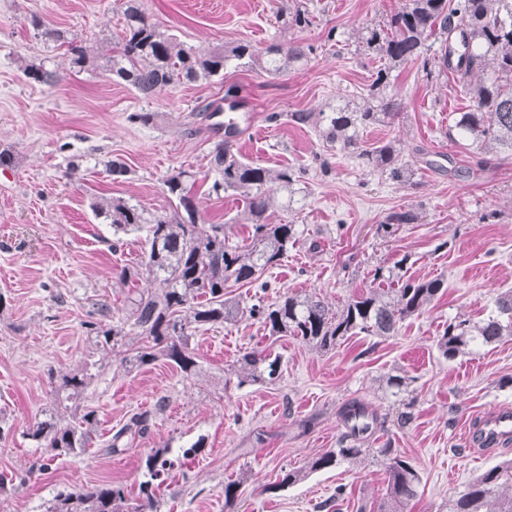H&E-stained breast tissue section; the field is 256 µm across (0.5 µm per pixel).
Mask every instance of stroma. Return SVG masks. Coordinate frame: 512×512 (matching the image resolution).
<instances>
[{
    "label": "stroma",
    "mask_w": 512,
    "mask_h": 512,
    "mask_svg": "<svg viewBox=\"0 0 512 512\" xmlns=\"http://www.w3.org/2000/svg\"><path fill=\"white\" fill-rule=\"evenodd\" d=\"M277 2L142 0L161 31L195 49L292 41L311 48L306 59L275 73L231 66L223 76L145 99L112 77L104 58L82 69L70 63L69 43L105 45L120 34L118 0H0V152L12 157L0 166V474L13 477L0 490V512H45L60 490L107 482L137 491L155 450L174 464L153 512H225L230 481L242 484L234 512H376L388 475L371 461L309 472L280 491L275 485L283 471L306 468L336 447L345 404L358 400L385 416L391 403L379 379L394 370L414 380L415 419L405 430L388 426L373 437L392 440L422 475L410 512H447L470 480L512 459V441L478 450L481 420L512 410V337L452 361L435 348L448 321H483L494 314L496 297L512 289V153L478 154L468 140L450 138L467 98L416 63L391 70L388 90L403 103L398 118L358 136L366 146L399 141L410 180L386 179L343 145H327L291 113L361 104L380 63L357 39L404 0H305L313 22L303 29L281 25ZM35 15L63 40L42 37L30 23ZM29 64L60 78L34 82L23 74ZM142 110L156 113L155 124L130 121ZM224 140L245 160L304 173L289 207L269 212V223L297 225L300 238L264 273L267 300L286 291L315 293L336 308L367 289L371 269L398 261L403 277L444 278V294L397 335L360 333L326 353L290 336L269 338L252 320L197 331L191 346L199 373L190 379L163 360L123 371L122 357L139 345L131 337L91 385L87 407L97 427L86 453L45 461L26 433L50 406L49 373L87 361V326L98 321L99 305L121 318L140 288L119 272L140 258L142 234L113 246L110 221L93 203L120 198L169 212L163 181L185 169L198 178L201 221L224 223L242 207L237 194L211 189L208 161ZM111 160L126 165L125 176L107 171ZM398 210L417 212L418 223L384 236L380 224ZM248 350L279 355V379L239 385L234 364ZM151 408L157 414L145 438L120 454L103 452L114 430ZM193 443L195 456L182 459V448Z\"/></svg>",
    "instance_id": "1"
}]
</instances>
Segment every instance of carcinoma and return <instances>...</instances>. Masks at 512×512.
<instances>
[{
  "mask_svg": "<svg viewBox=\"0 0 512 512\" xmlns=\"http://www.w3.org/2000/svg\"><path fill=\"white\" fill-rule=\"evenodd\" d=\"M124 25L112 40V56L107 61L112 75L131 85L145 98L178 84L196 83L224 73L232 61L251 68L278 71L282 64L306 58V49L296 43L288 46L271 44L258 48L248 43L216 46L207 50L185 47L175 35L158 29L145 14L141 0H121ZM286 28L303 29L312 24L302 4L277 10ZM440 38V54L433 62L427 57L428 41ZM365 54L384 61L371 84L376 94L389 84L391 68L422 61L450 74L468 95L469 110L454 118V130L485 154L512 151V0H406L399 12L386 22L366 28L361 37ZM71 63L83 68L94 57L91 46H70ZM25 72L36 82L54 83L59 74L41 66L28 64ZM401 103L388 97L378 106L368 102L355 112L337 109L332 112H294L291 119L300 125L313 123L326 142L342 143L353 148L361 164L388 178L402 181L408 164L395 141L373 147L359 146L355 132L384 119L400 115ZM210 169L219 174L211 189L232 191L243 198V208L233 217L236 224L250 226L249 243H235L231 226L201 224L198 210L187 182L194 173L180 169L168 175L164 187L177 200L170 212L157 215L118 198L96 202L93 207L110 219L113 235L145 230L140 260L125 265L123 281H144L147 287L128 299L125 315L112 323L91 322L89 334L102 355L111 354L125 345L131 335L140 337L133 354L121 360L126 370L138 369L162 359L175 366L185 377L195 374L197 358L190 338L200 330L231 324L242 318L264 326L270 336H294L312 349L328 352L345 338L356 333L370 336H394L400 324L422 313L439 294L445 281L401 280L399 271L404 260L389 268L377 266L373 279H397L395 288H370L349 298L342 307L333 309L315 294L304 296L286 292L273 304L256 298L252 304L227 296L226 284H259L264 271L280 265L288 248L297 242L294 224H271L267 213L274 208L273 187L289 188L301 178L291 167L271 169L246 162L231 149L230 142L217 144L211 152ZM418 214L399 211L388 215L380 229L391 236L402 224H414ZM496 313L478 324L467 320L448 322L437 337L438 352L449 361L480 346H488L512 336V290L501 293ZM239 384L271 381L279 363L258 351L243 353L239 359ZM97 362L68 373H50L55 381L52 411L29 428L27 436L46 449L49 458L80 455L88 447L97 425L94 412L84 403L94 378L91 369ZM413 379L397 371L383 377L381 388L394 398L392 418H379L357 402L349 404L343 414L346 432L339 447L331 448L301 469L287 470L279 483L268 487L275 491L292 485L309 473L363 455L372 456L388 474L386 493L378 512H408L419 493L421 477L414 465L392 440L377 448H367L374 427L392 422L404 430L413 422L417 402ZM70 412L72 422L63 425L55 412ZM153 411L140 410L118 428L104 443L103 451L118 454L136 439L144 438L151 426ZM171 462L157 452L148 456V479L139 484V504L129 503V492L122 484H101L87 489L57 493L46 512H144L153 504L154 481L164 474ZM449 512H512V460L497 463L476 476L454 500Z\"/></svg>",
  "mask_w": 512,
  "mask_h": 512,
  "instance_id": "carcinoma-1",
  "label": "carcinoma"
}]
</instances>
